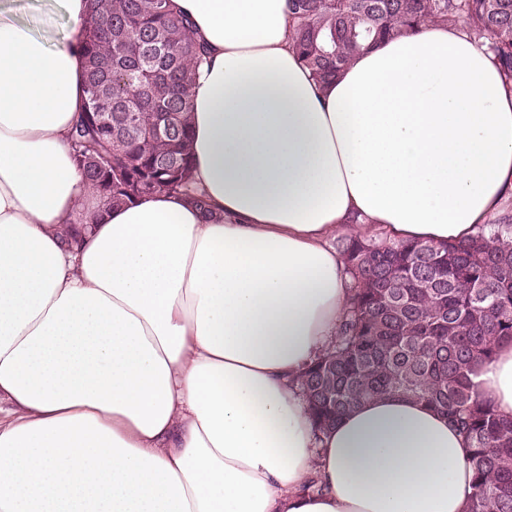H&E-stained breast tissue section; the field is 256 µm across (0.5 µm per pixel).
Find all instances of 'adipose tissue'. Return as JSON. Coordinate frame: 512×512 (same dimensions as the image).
Segmentation results:
<instances>
[{"label":"adipose tissue","mask_w":512,"mask_h":512,"mask_svg":"<svg viewBox=\"0 0 512 512\" xmlns=\"http://www.w3.org/2000/svg\"><path fill=\"white\" fill-rule=\"evenodd\" d=\"M0 0V512H464L446 416L397 395L316 435L292 380L349 297L344 227L464 242L512 199V88L455 25L317 82L287 0H175L208 54L192 186L101 212L69 139L87 0ZM512 417V341L477 367ZM324 491L304 492L311 477ZM39 34L50 32L53 35L52 45L61 46L71 35V27L68 22L57 14H44L39 17L35 26Z\"/></svg>","instance_id":"ef3b65f1"}]
</instances>
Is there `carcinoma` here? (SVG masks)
Returning <instances> with one entry per match:
<instances>
[{"instance_id":"carcinoma-1","label":"carcinoma","mask_w":512,"mask_h":512,"mask_svg":"<svg viewBox=\"0 0 512 512\" xmlns=\"http://www.w3.org/2000/svg\"><path fill=\"white\" fill-rule=\"evenodd\" d=\"M293 47L325 83L383 39L462 23L512 82V0H288ZM85 109L70 143L103 206L189 191L191 89L208 50L172 0H90L81 29ZM352 278L336 335L299 376L315 431L365 401L401 395L448 416L467 447L465 512H512V418L471 381L512 340V224L462 243L337 241Z\"/></svg>"}]
</instances>
